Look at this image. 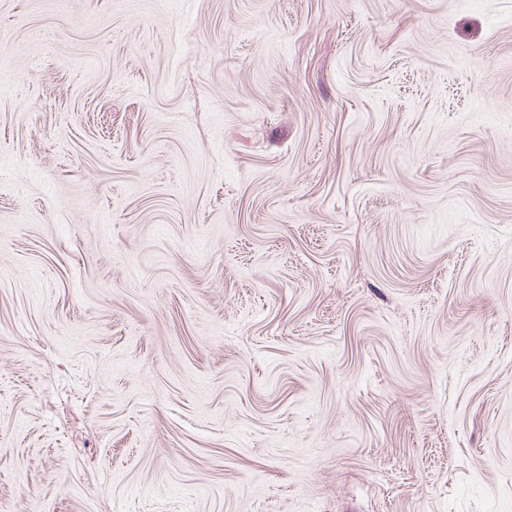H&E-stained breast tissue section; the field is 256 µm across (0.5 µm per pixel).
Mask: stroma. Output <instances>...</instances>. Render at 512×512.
Here are the masks:
<instances>
[{"instance_id":"1","label":"stroma","mask_w":512,"mask_h":512,"mask_svg":"<svg viewBox=\"0 0 512 512\" xmlns=\"http://www.w3.org/2000/svg\"><path fill=\"white\" fill-rule=\"evenodd\" d=\"M0 512H512V0H0Z\"/></svg>"}]
</instances>
